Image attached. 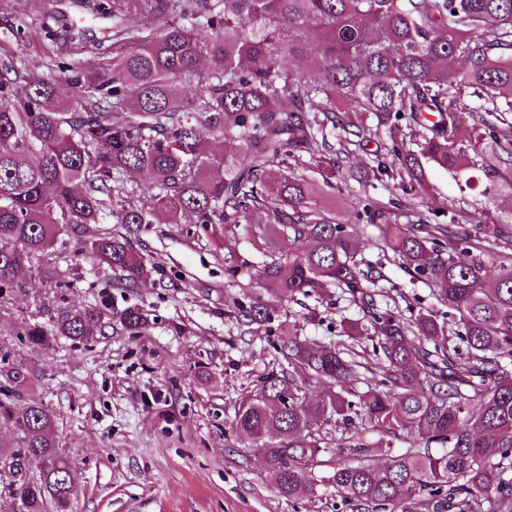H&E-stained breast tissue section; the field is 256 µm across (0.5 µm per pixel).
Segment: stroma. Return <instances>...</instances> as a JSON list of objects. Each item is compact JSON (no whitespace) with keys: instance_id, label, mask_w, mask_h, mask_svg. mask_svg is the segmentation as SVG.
Wrapping results in <instances>:
<instances>
[{"instance_id":"1","label":"stroma","mask_w":512,"mask_h":512,"mask_svg":"<svg viewBox=\"0 0 512 512\" xmlns=\"http://www.w3.org/2000/svg\"><path fill=\"white\" fill-rule=\"evenodd\" d=\"M94 0H0V60L34 68L47 80L59 78L56 59L91 63L95 44L109 45L112 20L92 10ZM57 17L60 34L50 39L46 15ZM475 183L458 185L454 173L429 166L424 190L406 191L400 179H387L374 192L418 202L445 217L478 211L482 227L471 232L472 253L496 273L512 256V161L493 154L479 157ZM330 192L325 205L349 224L358 260L380 267L385 278L407 296L411 312L431 310L447 323L449 346H460L458 327L430 287L411 278L387 249L378 224L356 218L354 192ZM496 224L498 236L484 227ZM132 242L153 258L151 280L125 290L112 270L93 259L70 260L71 245L61 246L56 271L69 290L36 272L23 270V290L0 295V344L21 357L37 375L22 403H41L55 416V433L71 460L77 483L74 512H345L333 490L295 500L277 492L263 454L232 429L242 396L277 368L278 337L294 332L318 344H347L344 322L362 318L359 299L337 287L322 297L296 296L279 303L271 324L243 325L227 314L231 298L245 299L260 287L265 252H302L303 246L277 236L256 250L238 233L199 224H151ZM92 306L103 314L101 335L87 343L58 340L28 350L12 326L21 319L47 322L60 300ZM129 306L144 310L145 326L129 333L119 314ZM327 464L341 459V447L356 437L371 449L370 460L385 462L389 451L409 448V437L386 438L366 422L324 426Z\"/></svg>"}]
</instances>
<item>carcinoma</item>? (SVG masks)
<instances>
[{
	"mask_svg": "<svg viewBox=\"0 0 512 512\" xmlns=\"http://www.w3.org/2000/svg\"><path fill=\"white\" fill-rule=\"evenodd\" d=\"M182 2L185 23L142 28ZM116 32L95 67H67L55 82L0 62V294L23 288V268L56 276L55 248L74 238L73 258L93 257L136 288L155 264L128 235L165 219L232 224L257 243L274 232L306 244L302 254L270 253L264 293L231 299L243 324H265L277 303L345 288L372 304L382 278L357 260L348 225L323 195L348 185L349 137H382L401 182H424V166L475 168L485 141L512 157V0H112ZM317 52L308 70L294 61ZM464 67L448 83V60ZM23 85L18 92L15 86ZM186 84L193 97L183 95ZM472 122L466 139L458 132ZM414 139L417 149L404 147ZM235 143L237 151H224ZM381 165L362 181L357 215L384 225L385 242L411 277L453 311L468 356L448 347L432 311L406 319L374 312L347 326L356 342L376 341L379 378L356 390L363 363L354 348L317 345L288 334L280 369L244 396L234 429L262 447L271 480L290 500L331 487L349 512H512V262L490 277L470 254V232L430 227L424 211L399 224L370 194ZM147 175L157 192L122 204L125 186ZM122 224L126 233L95 229ZM147 321L136 307L124 329ZM102 314L61 301L49 323L22 320L30 347L51 337L83 343L101 332ZM35 379L25 363L0 355V423L18 430L0 448V487L19 512H73L76 485L54 437V416L20 404ZM322 386L310 397V383ZM361 417L386 437L413 446L382 467L357 442L322 480L314 478L319 428ZM442 450L434 452L431 445Z\"/></svg>",
	"mask_w": 512,
	"mask_h": 512,
	"instance_id": "1",
	"label": "carcinoma"
}]
</instances>
